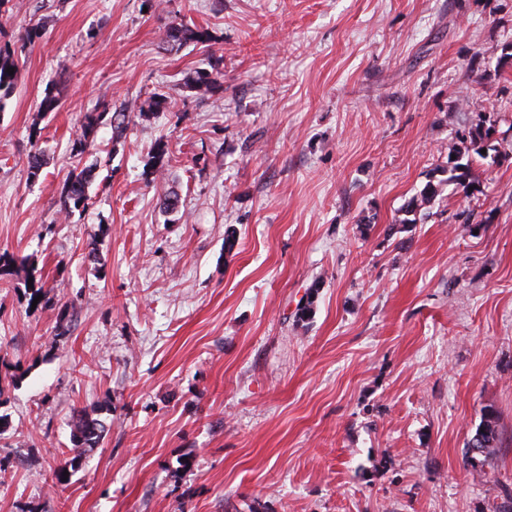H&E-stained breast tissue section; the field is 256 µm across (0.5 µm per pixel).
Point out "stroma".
I'll use <instances>...</instances> for the list:
<instances>
[{
  "instance_id": "35a3bbf8",
  "label": "stroma",
  "mask_w": 512,
  "mask_h": 512,
  "mask_svg": "<svg viewBox=\"0 0 512 512\" xmlns=\"http://www.w3.org/2000/svg\"><path fill=\"white\" fill-rule=\"evenodd\" d=\"M180 22L224 58L208 95L185 78L209 49L163 40ZM4 44L0 253L53 306L24 271L0 280V512H498L512 0H6ZM90 112L130 123L77 159ZM482 124L479 192L396 223ZM77 163L90 200L68 215ZM487 408L503 445L474 461ZM77 409L106 430L60 483ZM7 68H14V74L9 75ZM20 78V71L9 48L0 47V105L3 99L10 96Z\"/></svg>"
}]
</instances>
